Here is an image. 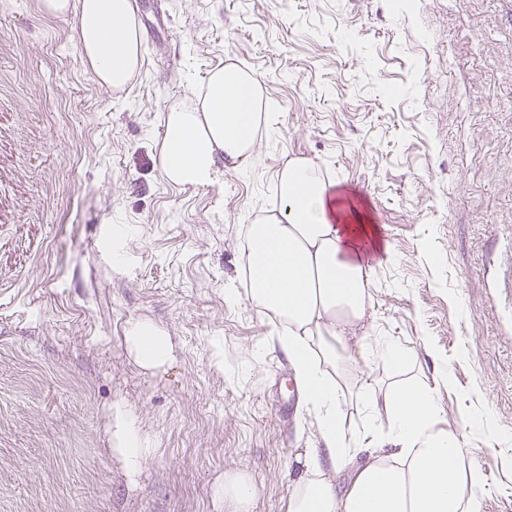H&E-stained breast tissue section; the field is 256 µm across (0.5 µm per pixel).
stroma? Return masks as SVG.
Instances as JSON below:
<instances>
[{
    "mask_svg": "<svg viewBox=\"0 0 512 512\" xmlns=\"http://www.w3.org/2000/svg\"><path fill=\"white\" fill-rule=\"evenodd\" d=\"M133 2L141 66L113 89L71 17L0 0V512H236L232 476L251 512H286L317 429L240 253L300 159L391 251L361 329L409 350L406 376L448 366L438 427L485 474L480 512H512V0ZM229 64L260 79L269 125L215 183L167 182L166 113ZM143 320L173 342L163 370L128 350ZM116 401L154 444L134 483ZM224 496L242 508L248 507L256 496L254 484L245 479H232L224 482Z\"/></svg>",
    "mask_w": 512,
    "mask_h": 512,
    "instance_id": "35a3bbf8",
    "label": "stroma"
}]
</instances>
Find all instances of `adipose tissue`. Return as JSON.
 <instances>
[{
  "mask_svg": "<svg viewBox=\"0 0 512 512\" xmlns=\"http://www.w3.org/2000/svg\"><path fill=\"white\" fill-rule=\"evenodd\" d=\"M57 16L73 15L85 61L99 83L124 88L141 60V30L132 0H43ZM261 85L236 65L213 71L196 106L170 109L160 164L177 185H209L219 163L248 160L262 112ZM279 211L247 225L241 249L248 294L260 313L277 321L275 343L288 359L319 445L296 459L299 473L287 512H478L480 477L465 461L463 435L437 430L442 415L437 382L387 386L382 399L365 397L362 428L348 429L342 403L352 369L381 362L396 371L408 351L373 346L350 328L369 301L365 254L380 249L368 210L350 191L324 180L313 162H288L278 175ZM126 341L136 362L160 370L172 359L169 336L148 321L135 323ZM112 445L129 481L153 451L123 403L112 405Z\"/></svg>",
  "mask_w": 512,
  "mask_h": 512,
  "instance_id": "1",
  "label": "adipose tissue"
}]
</instances>
